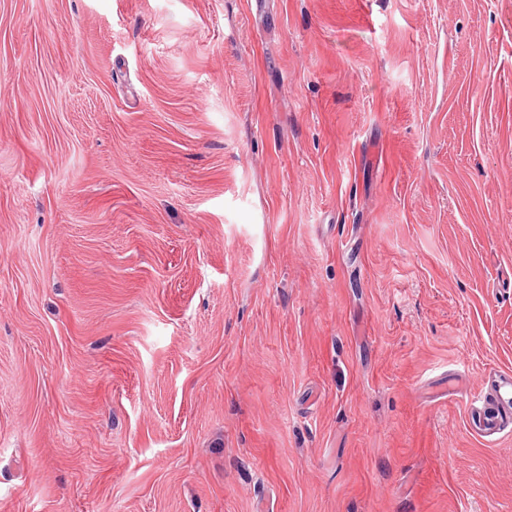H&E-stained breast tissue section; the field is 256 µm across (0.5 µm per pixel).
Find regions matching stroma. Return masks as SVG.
Returning <instances> with one entry per match:
<instances>
[{"instance_id": "obj_1", "label": "stroma", "mask_w": 512, "mask_h": 512, "mask_svg": "<svg viewBox=\"0 0 512 512\" xmlns=\"http://www.w3.org/2000/svg\"><path fill=\"white\" fill-rule=\"evenodd\" d=\"M512 0H0V512H512ZM487 380L489 383L495 384L498 403L512 407V374L491 370L487 373Z\"/></svg>"}]
</instances>
